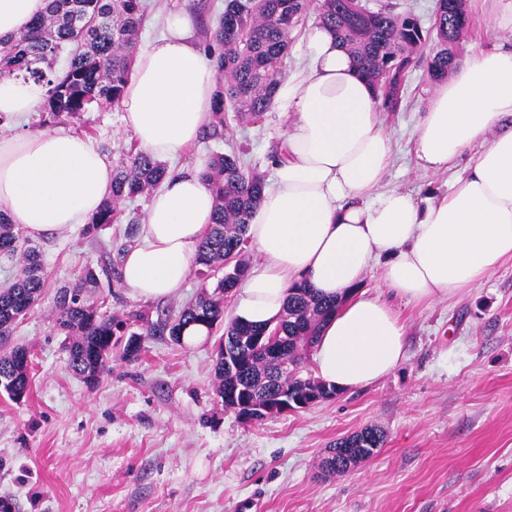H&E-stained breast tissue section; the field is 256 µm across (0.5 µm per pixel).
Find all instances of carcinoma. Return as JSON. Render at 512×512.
Here are the masks:
<instances>
[{
    "instance_id": "cac0c4a2",
    "label": "carcinoma",
    "mask_w": 512,
    "mask_h": 512,
    "mask_svg": "<svg viewBox=\"0 0 512 512\" xmlns=\"http://www.w3.org/2000/svg\"><path fill=\"white\" fill-rule=\"evenodd\" d=\"M311 0H224L212 27H205L206 51L216 72L211 127L221 135L224 113L242 121H256L271 111L277 89L285 76L291 33L301 24ZM319 19L334 30L348 49L361 75L373 85L385 112L399 110L410 71L421 61L420 50L429 40L436 51L426 58L428 76L439 81L458 63L457 47L468 26L467 10L448 8L436 0L430 28L415 14L396 13L389 7L373 10L362 0H319ZM144 0H49L46 15L35 19L24 32L0 40V76L21 75L49 86L41 108L43 124H63L93 108L118 106L131 75L134 52L146 17ZM168 176L167 165L145 152L129 155L112 167V197L87 225L94 235L109 224H120L123 202L143 196ZM200 177L214 196L212 224L196 247V273L201 285L196 298L158 328L171 342L184 343L190 327L211 336L224 328L214 363L217 394L238 388L262 404L283 391L304 397L326 387L312 375H302L306 352L315 345L323 323L336 313L338 303L321 297L306 284L291 288L288 302L269 327L279 336V353L272 357L250 346L252 336L264 327L224 319V302L244 277L242 258L246 231L258 206L264 180L246 168L236 153H215ZM19 259L16 280L0 290V340L10 336L18 320L38 302L44 289L39 253L20 246L18 227L0 213V256ZM224 276L210 281V274ZM112 280V270L85 268L77 282L61 291L55 326L67 336L68 368L94 384L106 370V357L123 346V358L138 359L141 346L124 339L136 312L126 318L108 316L88 304L84 292L102 287L100 275ZM242 344L241 363L224 368V344ZM0 391L14 401L29 393L28 353L21 347L0 354ZM385 435L367 427L331 448L321 465L329 475H343L349 464L374 456Z\"/></svg>"
}]
</instances>
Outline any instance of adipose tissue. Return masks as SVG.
<instances>
[{"label": "adipose tissue", "instance_id": "1", "mask_svg": "<svg viewBox=\"0 0 512 512\" xmlns=\"http://www.w3.org/2000/svg\"><path fill=\"white\" fill-rule=\"evenodd\" d=\"M46 8L47 0H0V37L25 30ZM163 26L138 47L121 101L125 131L159 161L197 140L216 90L189 15L170 12ZM307 50L305 71L275 98L288 129L248 224L261 261L239 285L237 315L250 324L275 319L303 281L327 297L347 295L322 330L314 367L322 381L353 389L387 376L406 354L399 314L360 289L372 260L382 261L390 293L418 304L450 298L512 259V127L502 125L512 120V47L473 52L432 92L414 132L418 165L438 173L469 163L448 194L425 196L382 190L391 136L375 89L334 31L316 24ZM46 95L41 83L2 76L0 117L30 116ZM111 194L112 164L88 138L41 130L0 137V212L31 237L87 223ZM213 213L198 169L168 176L122 259L124 286L146 301L176 294Z\"/></svg>", "mask_w": 512, "mask_h": 512}]
</instances>
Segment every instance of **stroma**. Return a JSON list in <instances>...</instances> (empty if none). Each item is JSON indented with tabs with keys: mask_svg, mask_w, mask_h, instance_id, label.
Here are the masks:
<instances>
[{
	"mask_svg": "<svg viewBox=\"0 0 512 512\" xmlns=\"http://www.w3.org/2000/svg\"><path fill=\"white\" fill-rule=\"evenodd\" d=\"M492 9L488 0H468L459 56L512 45ZM407 86L399 111L381 115L393 142L383 187L446 194L463 165L423 170L411 143L435 83L420 66ZM122 116L121 107L107 106L62 129L89 134L115 163L137 145ZM225 118L221 136L204 129L170 170L233 149L271 179L287 127L282 113L255 124L230 112ZM147 203L125 201L136 223L93 238L78 225L32 241L47 288L0 341V351L22 346L30 360L28 398L17 403L0 393V495L14 498L19 512H512V260L452 298L399 304L406 359L380 381L245 423L215 392L217 336L177 345L149 332L195 298L193 274L169 299L144 301L120 283L88 289V302L106 314L143 313L131 326L143 350L135 361L112 352L95 385L67 367L66 338L53 321L58 293L86 266H120L140 241ZM367 427L385 433L383 448L347 474L322 475L336 440Z\"/></svg>",
	"mask_w": 512,
	"mask_h": 512,
	"instance_id": "35a3bbf8",
	"label": "stroma"
}]
</instances>
